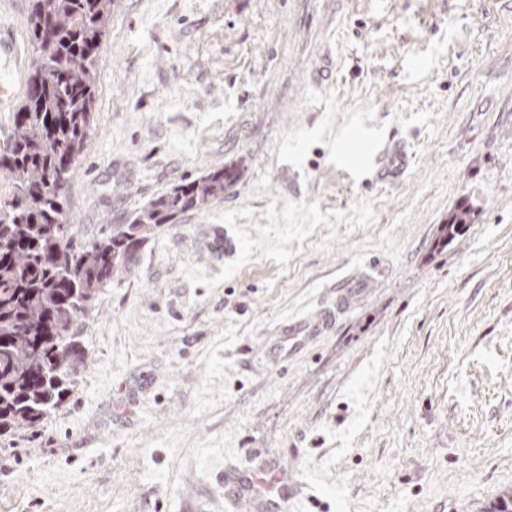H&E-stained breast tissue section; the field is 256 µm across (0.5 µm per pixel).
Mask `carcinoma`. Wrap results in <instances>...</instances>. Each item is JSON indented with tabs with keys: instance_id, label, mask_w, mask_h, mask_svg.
<instances>
[{
	"instance_id": "obj_1",
	"label": "carcinoma",
	"mask_w": 512,
	"mask_h": 512,
	"mask_svg": "<svg viewBox=\"0 0 512 512\" xmlns=\"http://www.w3.org/2000/svg\"><path fill=\"white\" fill-rule=\"evenodd\" d=\"M116 3L30 0L26 92L0 138V452L19 434L34 436L71 395L86 358L78 322L131 273L143 245L236 179L213 166L98 239L79 235L66 195L91 133L99 49ZM469 223V209L454 210L440 241Z\"/></svg>"
}]
</instances>
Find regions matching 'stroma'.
Instances as JSON below:
<instances>
[{"label":"stroma","mask_w":512,"mask_h":512,"mask_svg":"<svg viewBox=\"0 0 512 512\" xmlns=\"http://www.w3.org/2000/svg\"><path fill=\"white\" fill-rule=\"evenodd\" d=\"M28 8L0 0V136ZM368 128L406 142L398 183ZM217 164L235 182L144 244L69 399L0 453V512H227L225 464L264 460L308 512L512 490V0H118L81 235ZM471 223V212L468 208L458 207L448 217L446 224H441L440 228V241L443 244H448L459 231L466 226L465 224Z\"/></svg>","instance_id":"35a3bbf8"}]
</instances>
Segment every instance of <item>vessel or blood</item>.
<instances>
[{
	"label": "vessel or blood",
	"instance_id": "vessel-or-blood-1",
	"mask_svg": "<svg viewBox=\"0 0 512 512\" xmlns=\"http://www.w3.org/2000/svg\"><path fill=\"white\" fill-rule=\"evenodd\" d=\"M376 162L380 176L394 179L405 170L408 153L401 144H389L383 147ZM224 480L236 489L229 502L232 512H300L287 475L275 472L270 463L225 472Z\"/></svg>",
	"mask_w": 512,
	"mask_h": 512
}]
</instances>
